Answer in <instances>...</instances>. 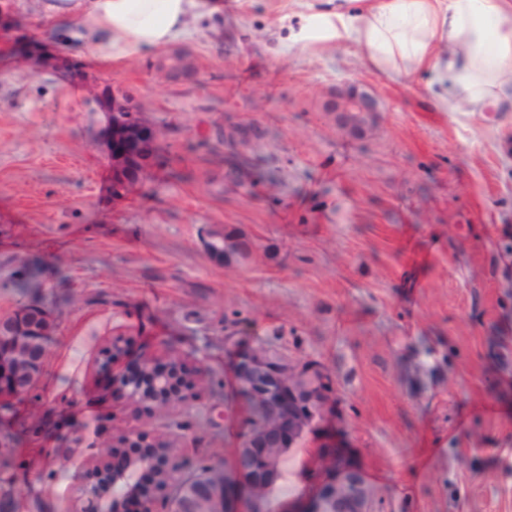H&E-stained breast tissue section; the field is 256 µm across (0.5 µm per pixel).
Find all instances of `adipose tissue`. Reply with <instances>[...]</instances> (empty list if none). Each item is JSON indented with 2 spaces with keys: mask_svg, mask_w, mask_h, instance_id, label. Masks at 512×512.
I'll return each mask as SVG.
<instances>
[{
  "mask_svg": "<svg viewBox=\"0 0 512 512\" xmlns=\"http://www.w3.org/2000/svg\"><path fill=\"white\" fill-rule=\"evenodd\" d=\"M58 44L101 60L156 52L218 0H73ZM355 46L362 65L392 79L421 77L440 112H512V0H322L290 28L288 50Z\"/></svg>",
  "mask_w": 512,
  "mask_h": 512,
  "instance_id": "1",
  "label": "adipose tissue"
}]
</instances>
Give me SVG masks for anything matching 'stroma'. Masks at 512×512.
I'll use <instances>...</instances> for the list:
<instances>
[{"label": "stroma", "instance_id": "1", "mask_svg": "<svg viewBox=\"0 0 512 512\" xmlns=\"http://www.w3.org/2000/svg\"><path fill=\"white\" fill-rule=\"evenodd\" d=\"M52 0H0V317L53 323L35 385L0 410V512H73L115 439L176 444L182 475L227 467L248 426L238 351L265 342L319 362L335 412L284 457L272 508L314 495L322 450L345 448L373 487L369 512H512V112H437L417 78L365 69L345 45L283 52L317 0H224L166 54L106 64L58 45ZM372 93L352 139L323 110ZM156 133L153 164L111 194L102 91ZM258 129L249 143L224 128ZM242 232L248 258L206 243ZM115 371L176 355L202 371L187 405L139 415ZM158 69L164 72L168 78L175 79L190 76L192 66L185 55L177 53L161 60L158 64Z\"/></svg>", "mask_w": 512, "mask_h": 512}]
</instances>
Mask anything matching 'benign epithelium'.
Here are the masks:
<instances>
[{
	"label": "benign epithelium",
	"instance_id": "7a95c632",
	"mask_svg": "<svg viewBox=\"0 0 512 512\" xmlns=\"http://www.w3.org/2000/svg\"><path fill=\"white\" fill-rule=\"evenodd\" d=\"M169 78L188 77L186 56L173 54L158 64ZM336 127L352 138L365 136L375 125L379 104L365 92L350 90L327 99ZM108 146L112 153V195L122 194L149 163L155 134L134 108L112 101L108 113ZM51 322L34 319L24 309L0 318V398L29 391L42 367ZM124 351L121 338L112 340L98 359L99 369L111 372L112 361ZM237 384L251 390L266 409L267 426L249 428L235 449L224 477L202 480L205 492L194 500L192 512H239L242 497L266 493L280 478L279 461L288 447L327 419L331 393L311 384L312 372L288 359L278 360L252 349L239 355ZM128 400L152 414L184 405L198 396L200 372L171 358L164 363L142 362L116 378ZM325 479L311 499L294 512H366L368 486L355 461L324 455ZM177 460L163 454L158 440L141 431L125 436L89 472L76 512H152V506L172 489Z\"/></svg>",
	"mask_w": 512,
	"mask_h": 512
}]
</instances>
